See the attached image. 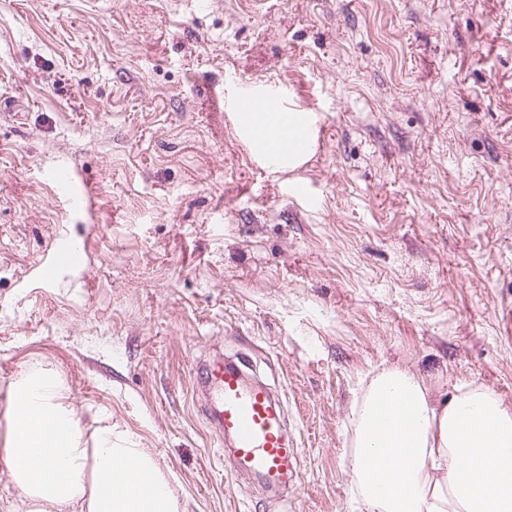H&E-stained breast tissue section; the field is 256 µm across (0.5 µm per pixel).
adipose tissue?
Listing matches in <instances>:
<instances>
[{"instance_id": "1", "label": "adipose tissue", "mask_w": 512, "mask_h": 512, "mask_svg": "<svg viewBox=\"0 0 512 512\" xmlns=\"http://www.w3.org/2000/svg\"><path fill=\"white\" fill-rule=\"evenodd\" d=\"M239 137L273 171L303 165L295 139H316L311 112L235 114ZM4 459L28 512H186L142 448L100 429L85 447L80 421L57 378L34 372L13 386ZM408 401L390 423L378 402ZM352 480L364 512H512V412L489 393L458 390L438 405L401 369L372 379L354 411Z\"/></svg>"}]
</instances>
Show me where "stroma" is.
<instances>
[{
  "instance_id": "obj_1",
  "label": "stroma",
  "mask_w": 512,
  "mask_h": 512,
  "mask_svg": "<svg viewBox=\"0 0 512 512\" xmlns=\"http://www.w3.org/2000/svg\"><path fill=\"white\" fill-rule=\"evenodd\" d=\"M258 86L318 117L297 169L235 132ZM2 94L0 393L53 372L83 441L146 449L186 512H363L352 416L386 368L512 411V0H0ZM62 235L84 262L40 280ZM218 348L282 401L288 492L212 445L191 376Z\"/></svg>"
}]
</instances>
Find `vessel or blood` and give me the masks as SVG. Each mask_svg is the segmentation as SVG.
Returning a JSON list of instances; mask_svg holds the SVG:
<instances>
[{"instance_id": "1", "label": "vessel or blood", "mask_w": 512, "mask_h": 512, "mask_svg": "<svg viewBox=\"0 0 512 512\" xmlns=\"http://www.w3.org/2000/svg\"><path fill=\"white\" fill-rule=\"evenodd\" d=\"M276 97L262 93L241 100L240 112H271ZM75 264L83 260L82 250L71 240L58 239L52 259L38 270L50 278L57 261ZM251 362L245 354L202 357L194 366V386L203 399L202 414L210 425L215 447L232 443L237 469L254 473L267 482H285L284 466L292 450L282 427L281 411L268 384L250 380Z\"/></svg>"}]
</instances>
